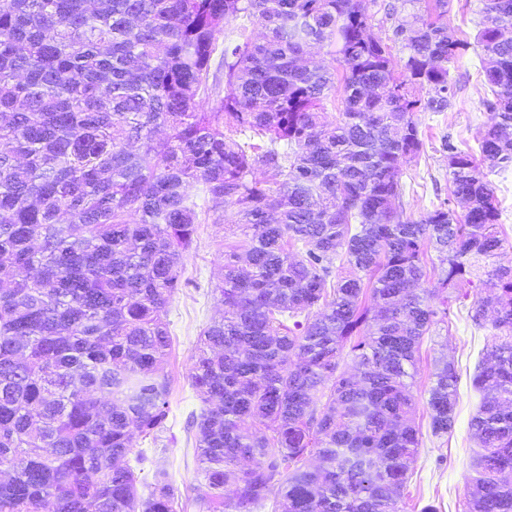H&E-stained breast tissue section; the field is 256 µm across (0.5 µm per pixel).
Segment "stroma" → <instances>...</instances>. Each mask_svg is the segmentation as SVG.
<instances>
[{"label":"stroma","mask_w":512,"mask_h":512,"mask_svg":"<svg viewBox=\"0 0 512 512\" xmlns=\"http://www.w3.org/2000/svg\"><path fill=\"white\" fill-rule=\"evenodd\" d=\"M480 0H451L448 22L468 48L448 65L454 86L452 105L444 112H418L414 119L423 140V150L409 163L402 181L405 185V217L417 219L448 198V158L442 150L449 140L459 148H477L480 131L488 121L484 105L480 49L476 37L481 19ZM501 206L504 246L498 263H512V169H486ZM227 224L200 225L196 241L185 259L188 284L175 296L169 313L172 348L166 370L172 379L170 413L158 442L142 440V447H154L156 466L166 468L189 491L201 478L194 455V437L187 432L191 416L200 414L202 405L190 385L188 370L201 330L222 313L213 295L221 274L220 256L230 240ZM468 303L454 305L450 332L426 337L416 362L414 390L423 392L437 363L454 361L459 373L457 422L451 435L437 439L424 435L412 475L403 491V512H421L434 506L436 512H463L465 478L478 450L469 421L480 403L472 377L492 326L476 328L468 318Z\"/></svg>","instance_id":"35a3bbf8"}]
</instances>
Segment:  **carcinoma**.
<instances>
[{
	"label": "carcinoma",
	"instance_id": "carcinoma-1",
	"mask_svg": "<svg viewBox=\"0 0 512 512\" xmlns=\"http://www.w3.org/2000/svg\"><path fill=\"white\" fill-rule=\"evenodd\" d=\"M422 2L388 44L367 0H0V512H176L167 470L139 493L153 459L133 431L155 441L169 415L168 313L213 219L201 198L230 208L213 220L233 241L190 368L195 512L270 495L277 512H401L418 404L436 438L456 422L455 364L420 399L416 354L474 284L468 316L496 333L464 512H512V266L489 265L501 210L480 169L512 167V0L481 9L479 154L444 141L448 201L413 220L414 114L448 109L467 48L449 0ZM240 16L265 32L225 41L211 71ZM312 44L328 64H302ZM246 26L249 33H251L254 37L258 36L259 34L263 33V28L257 23L256 20L252 19H246V18H238L234 21H231L229 24L224 26V37L223 35L220 36L219 39V50L216 53L214 57V64L213 69L217 66V63L220 59V51L223 48V40L226 38H234L237 31L240 29V27Z\"/></svg>",
	"mask_w": 512,
	"mask_h": 512
}]
</instances>
